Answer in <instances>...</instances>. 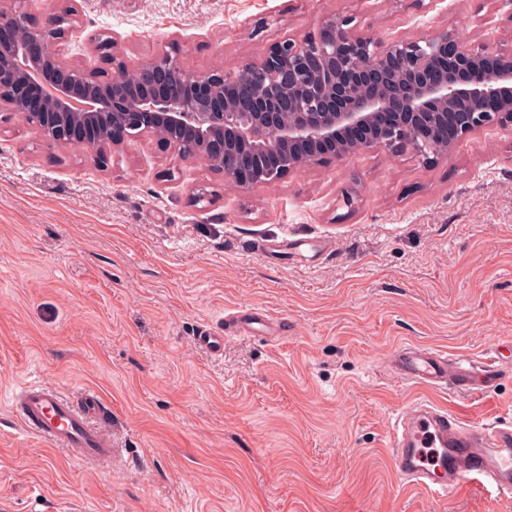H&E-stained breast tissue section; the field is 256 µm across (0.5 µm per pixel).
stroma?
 Returning a JSON list of instances; mask_svg holds the SVG:
<instances>
[{"label":"stroma","instance_id":"35a3bbf8","mask_svg":"<svg viewBox=\"0 0 512 512\" xmlns=\"http://www.w3.org/2000/svg\"><path fill=\"white\" fill-rule=\"evenodd\" d=\"M75 6L64 58L87 68L106 33L133 65L180 39L196 72L230 69L334 14L387 37L512 43V0L488 24L480 0ZM251 309L287 334L225 335V313ZM402 344L497 361L484 394L428 396L469 424L512 423V128L433 163L365 151L240 190L147 135L98 170L0 114V512H512L397 479L391 426L426 396L391 371ZM34 376L101 395L121 465L20 431L7 396Z\"/></svg>","mask_w":512,"mask_h":512}]
</instances>
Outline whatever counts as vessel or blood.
<instances>
[{"label": "vessel or blood", "instance_id": "b4317fda", "mask_svg": "<svg viewBox=\"0 0 512 512\" xmlns=\"http://www.w3.org/2000/svg\"><path fill=\"white\" fill-rule=\"evenodd\" d=\"M287 327V321L272 320L259 311L224 317L225 331L239 336ZM392 369L400 379L420 388L450 387L465 394L485 391L497 375L493 365L419 346L395 349ZM9 401L25 433L85 461L116 463L110 410L97 394L87 392L74 401L42 380L32 379L11 389ZM388 453L399 481L429 494L464 489L512 495L511 424L473 427L445 407L418 402L396 417Z\"/></svg>", "mask_w": 512, "mask_h": 512}]
</instances>
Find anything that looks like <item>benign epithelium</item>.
Here are the masks:
<instances>
[{"label":"benign epithelium","instance_id":"benign-epithelium-1","mask_svg":"<svg viewBox=\"0 0 512 512\" xmlns=\"http://www.w3.org/2000/svg\"><path fill=\"white\" fill-rule=\"evenodd\" d=\"M0 0V111L32 124L44 147L79 145L86 161L107 166L112 150L160 129L184 130L160 143L183 160L224 172L248 190L276 183L326 160L360 150L411 153L427 162L448 158L462 139L512 125V45L489 52L441 27L418 39H387L357 27L351 15H332L301 36L272 43L256 60L199 74L181 61L180 43L152 61L134 96L108 75L127 66L112 53L92 70L63 58L68 36L51 31L77 17L65 0L35 14ZM466 70L463 87L456 71ZM248 92L239 95V84ZM32 85L51 92L30 99ZM353 131L363 136L354 139Z\"/></svg>","mask_w":512,"mask_h":512}]
</instances>
